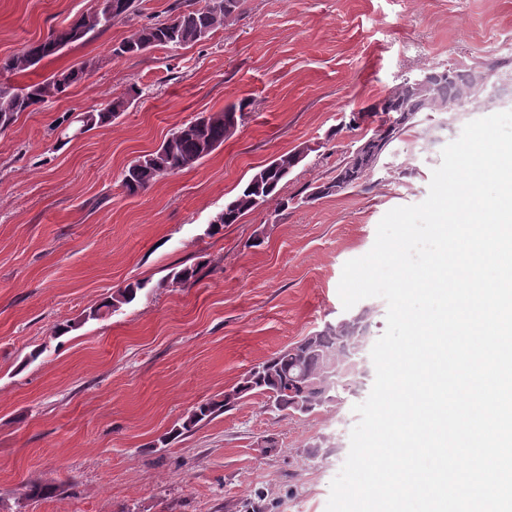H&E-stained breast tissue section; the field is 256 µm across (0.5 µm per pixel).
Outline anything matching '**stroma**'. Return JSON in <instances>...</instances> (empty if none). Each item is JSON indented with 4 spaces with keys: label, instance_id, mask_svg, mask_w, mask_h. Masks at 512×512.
I'll return each instance as SVG.
<instances>
[{
    "label": "stroma",
    "instance_id": "1",
    "mask_svg": "<svg viewBox=\"0 0 512 512\" xmlns=\"http://www.w3.org/2000/svg\"><path fill=\"white\" fill-rule=\"evenodd\" d=\"M175 3L141 0L132 21L0 72V85L23 89L96 63L67 96L0 133V512H244L256 499L263 512H326L359 421L347 391L304 416H277L254 394L182 423L273 353L347 317L344 264L372 248L387 211L426 199L466 123L512 110L505 73L496 96L417 125L360 185L318 198L362 143L350 113L425 70L512 57V0H246L233 26L204 40L112 57ZM92 4L0 0V57L64 31ZM134 84L140 96L112 125L61 139L77 114ZM241 101L234 136L199 164L139 195L123 191L136 156ZM301 148L276 199L208 235L253 172ZM259 229L264 242L251 247ZM183 266L197 267L195 282L161 287ZM136 280L145 287L134 302L104 308ZM268 435L279 453L257 447ZM329 436L338 447L304 455ZM31 483L58 492L30 501Z\"/></svg>",
    "mask_w": 512,
    "mask_h": 512
}]
</instances>
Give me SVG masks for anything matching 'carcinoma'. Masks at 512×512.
<instances>
[{
    "mask_svg": "<svg viewBox=\"0 0 512 512\" xmlns=\"http://www.w3.org/2000/svg\"><path fill=\"white\" fill-rule=\"evenodd\" d=\"M118 4L115 14L107 7L101 8V19L91 25L84 22V15L74 19L63 32L33 43L17 53L0 58V70L22 72L36 66L42 59L58 53L65 45L89 37V35L112 25L115 21H130L137 15L139 0H114ZM245 0H204L196 9L189 8L171 13L158 20L138 27L127 38L112 47V56L122 58L142 54L150 49L167 46H183L198 42L213 32L222 29L238 18ZM93 70L92 61L55 76L52 80L35 84L16 92L0 86V132L10 128L23 112H34L50 98H60L76 82ZM455 85L446 77L433 82V93L437 105L428 107L407 99L400 88L393 89L386 97L369 109L359 113V120L349 122V127L358 128L360 123L378 114L384 115L381 123L364 141L362 150L336 166V176L318 186L313 193L317 197L338 194L359 180V174L370 169L379 153L385 152L394 142L417 125L421 114L426 112L446 113L448 103L454 97ZM131 99L117 97L104 107L95 109L82 123L85 130L107 126L117 119V113L125 111ZM246 103L233 104L224 109L202 115L177 127L162 144L153 151L136 157L123 171L122 186L129 195H136L166 175L178 173L198 164L224 141L234 134L233 127L243 120ZM300 162L299 153L280 155L270 164L256 171L242 189L224 204V209L210 224L209 233L216 234L226 224H234L247 212L260 207L269 197L277 194L280 184ZM198 269L185 266L172 270L158 283L160 288L186 286L195 279ZM146 288L142 281L128 283L112 294L103 303L107 309H117L132 303ZM338 325L325 326L298 342L291 344L258 366L247 371L232 388L224 393V400H207L199 403L183 423L188 429L217 413L233 406L235 401L251 395L261 394L268 398V408L285 415H305L327 407L317 402V393L303 379L300 370L316 372L324 367V354H335ZM58 487L32 483L27 486L26 498L42 500L50 498Z\"/></svg>",
    "mask_w": 512,
    "mask_h": 512,
    "instance_id": "carcinoma-1",
    "label": "carcinoma"
}]
</instances>
